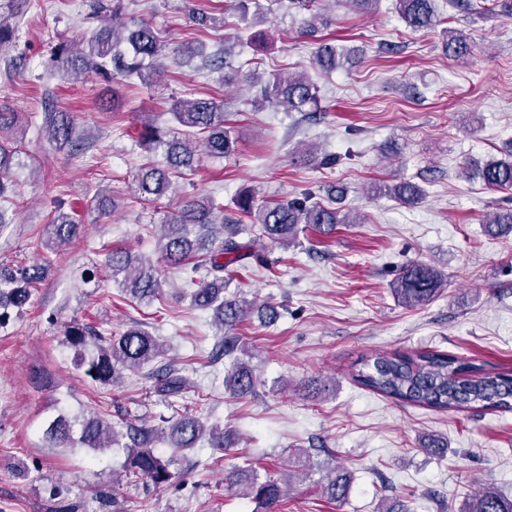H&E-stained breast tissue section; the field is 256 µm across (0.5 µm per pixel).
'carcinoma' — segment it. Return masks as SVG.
Here are the masks:
<instances>
[{
  "instance_id": "cac0c4a2",
  "label": "carcinoma",
  "mask_w": 512,
  "mask_h": 512,
  "mask_svg": "<svg viewBox=\"0 0 512 512\" xmlns=\"http://www.w3.org/2000/svg\"><path fill=\"white\" fill-rule=\"evenodd\" d=\"M91 5L86 23L92 25L97 19L109 16L112 26L91 29L75 52L66 44L58 45L50 55V70L66 78L95 75L110 81L121 75L147 82L162 65V60L171 54L176 55V63L181 66L189 64L194 56L202 55L204 66L214 70L224 68V56L220 53L208 57L201 47L172 51L149 25L123 22L124 0H91ZM396 7L412 29L438 25L433 0H396ZM444 34L448 55L467 52L469 37L456 29H448ZM349 60L350 54L338 51L329 43H319L313 51V64L326 71H334ZM260 95L286 112H301L306 105L315 102L314 87L304 75L276 74ZM169 112L178 125L187 129L185 137L170 139L166 131L153 125L142 126L138 133L141 148L160 154L164 159L162 166L147 162L138 179L139 193L156 199L169 192L172 174L201 157L194 135L203 136L202 147L207 156L224 157L234 149L230 131L224 127V112L214 100L175 99ZM15 126L16 113L0 107V198L5 196L13 169L23 166V142L13 133ZM44 130L47 138L60 147L76 140V128L67 112L50 111ZM476 172L491 189H512V159L489 160L477 166ZM376 193L409 205L423 198L419 185L406 181L381 185ZM236 204L242 214L251 218V223L261 226L263 236L282 246L294 242L299 233L308 228L328 235L338 224L355 223L349 216L341 217L338 211L320 204L312 192L258 205L254 191L245 189L237 196ZM223 212L224 208L211 199L187 200L162 221L158 235L162 258L182 275L191 306L211 312L223 331L224 337L213 352L216 360L245 351V346L238 343L231 331L245 318L251 306L235 293H224V271L242 258L241 251L249 249V244L237 240L238 230L233 224L224 225L221 232L214 230ZM79 229L74 209L59 206L45 225L44 246L55 251L69 244ZM105 266L123 295L147 305L160 296L162 281L154 266L131 251L108 252ZM44 273L45 265L35 261L16 269L0 268V325L13 311L22 310L30 301L32 290L42 282ZM443 280L444 275L436 268L415 263L395 280L393 290L406 305L421 306L440 290ZM66 336L68 344L77 350L78 366L95 382L115 385L123 372L147 367V376L153 380L159 395L176 397L187 388L186 378L179 368L169 362L152 366L164 355L163 345L137 324L118 335H107L92 325L74 324L67 328ZM89 344L94 351L85 356L82 350ZM419 360L416 364L397 354L367 359L354 373L355 381L387 397L440 411L470 408L476 404L486 408H512V374L482 372L464 378L462 365L452 357L424 353L419 355ZM225 386L238 397L252 394L256 386L254 371L245 363H235ZM44 436L53 448L79 447L98 452L122 445L128 448L124 472L146 478L158 486L169 485L179 477L171 467L182 452L195 450L203 444L215 453L233 448L231 432L217 425L208 427L189 412L168 420L167 428L161 433L120 410L114 421L96 410L82 420L60 415L47 426ZM160 436L168 439L167 455L153 447ZM351 483L350 472L334 469L327 483L321 486V494L332 502H342L348 497ZM224 488L235 490L254 503L253 512H277L286 497L282 478L268 473L261 479L249 464L227 472ZM466 512H512V498L487 487L467 503Z\"/></svg>"
}]
</instances>
